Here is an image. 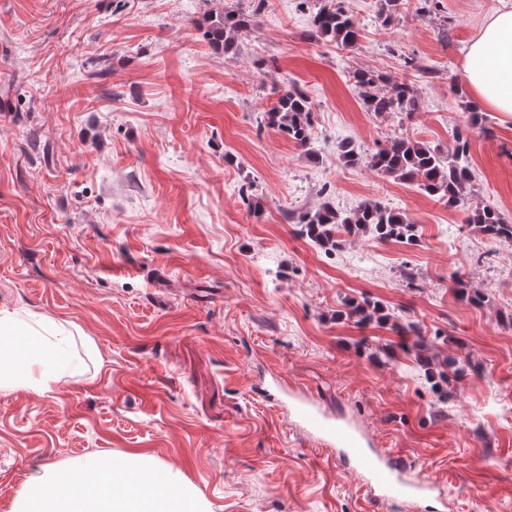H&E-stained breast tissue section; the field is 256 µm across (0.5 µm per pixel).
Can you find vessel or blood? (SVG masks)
I'll return each instance as SVG.
<instances>
[{"instance_id":"1","label":"vessel or blood","mask_w":512,"mask_h":512,"mask_svg":"<svg viewBox=\"0 0 512 512\" xmlns=\"http://www.w3.org/2000/svg\"><path fill=\"white\" fill-rule=\"evenodd\" d=\"M273 384L279 393L288 394L296 427L317 437L326 446L339 448L343 457L352 463L372 503L381 504L395 499L411 501L435 489L436 483L428 474L409 479L410 462L371 448L359 428L329 417L309 398L289 394L288 383L283 378H275Z\"/></svg>"}]
</instances>
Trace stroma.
Here are the masks:
<instances>
[{"mask_svg": "<svg viewBox=\"0 0 512 512\" xmlns=\"http://www.w3.org/2000/svg\"><path fill=\"white\" fill-rule=\"evenodd\" d=\"M383 2L343 0L361 29L343 47L302 0H266L224 53L199 22L252 0H0V309L97 348L52 393L0 392V512L34 469L94 453L171 469L208 512H372L350 465L263 395L272 374L436 482L379 512H512V244L336 159L401 133L445 152L476 118L472 191L512 221V116L461 70L500 0ZM359 70L412 85L417 111H365ZM289 82L318 157L259 125ZM327 200L399 210L417 238L324 253L285 215ZM364 301L387 320L346 316Z\"/></svg>", "mask_w": 512, "mask_h": 512, "instance_id": "obj_1", "label": "stroma"}]
</instances>
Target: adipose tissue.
Masks as SVG:
<instances>
[{
  "instance_id": "1",
  "label": "adipose tissue",
  "mask_w": 512,
  "mask_h": 512,
  "mask_svg": "<svg viewBox=\"0 0 512 512\" xmlns=\"http://www.w3.org/2000/svg\"><path fill=\"white\" fill-rule=\"evenodd\" d=\"M462 75L484 108L512 115V0L490 15L463 58ZM66 320H27L0 310V391H52L81 366L71 352ZM10 512H207L189 487L167 468L140 457L117 460L92 454L67 465L32 471Z\"/></svg>"
}]
</instances>
